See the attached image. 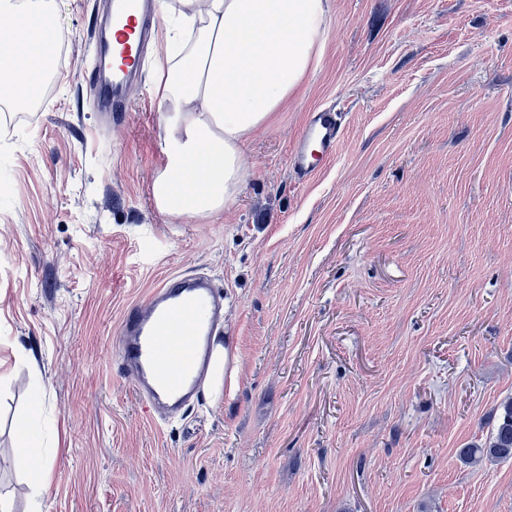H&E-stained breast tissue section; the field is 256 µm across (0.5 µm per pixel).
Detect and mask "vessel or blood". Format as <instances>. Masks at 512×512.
Returning a JSON list of instances; mask_svg holds the SVG:
<instances>
[{"instance_id": "1", "label": "vessel or blood", "mask_w": 512, "mask_h": 512, "mask_svg": "<svg viewBox=\"0 0 512 512\" xmlns=\"http://www.w3.org/2000/svg\"><path fill=\"white\" fill-rule=\"evenodd\" d=\"M104 27L95 33L96 53L86 76L98 109L121 122L127 94L145 65L154 32L156 0H106ZM338 112H312L290 155L295 179L307 181L336 152ZM224 320L223 293L207 275L177 273L144 304L130 307L120 325L116 360L149 410L161 420L181 415L210 368L212 338Z\"/></svg>"}]
</instances>
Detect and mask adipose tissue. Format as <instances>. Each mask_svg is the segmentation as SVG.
Masks as SVG:
<instances>
[{
	"mask_svg": "<svg viewBox=\"0 0 512 512\" xmlns=\"http://www.w3.org/2000/svg\"><path fill=\"white\" fill-rule=\"evenodd\" d=\"M329 0H181L164 20L151 95L165 128L158 208L173 219L223 212L249 176L246 146L302 85ZM0 88L26 104L40 82V47L56 41L32 0H0Z\"/></svg>",
	"mask_w": 512,
	"mask_h": 512,
	"instance_id": "adipose-tissue-1",
	"label": "adipose tissue"
}]
</instances>
